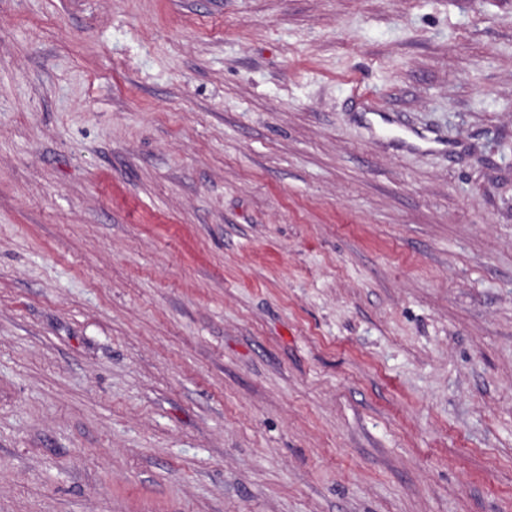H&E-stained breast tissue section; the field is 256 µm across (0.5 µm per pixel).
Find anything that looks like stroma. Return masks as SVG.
<instances>
[{
  "instance_id": "35a3bbf8",
  "label": "stroma",
  "mask_w": 512,
  "mask_h": 512,
  "mask_svg": "<svg viewBox=\"0 0 512 512\" xmlns=\"http://www.w3.org/2000/svg\"><path fill=\"white\" fill-rule=\"evenodd\" d=\"M0 512H512V0H0ZM362 115L366 124L371 128L377 126L382 132L390 133L391 141L399 148L417 149L421 146V143L434 141L423 133L400 128L393 113L372 110L363 112Z\"/></svg>"
}]
</instances>
